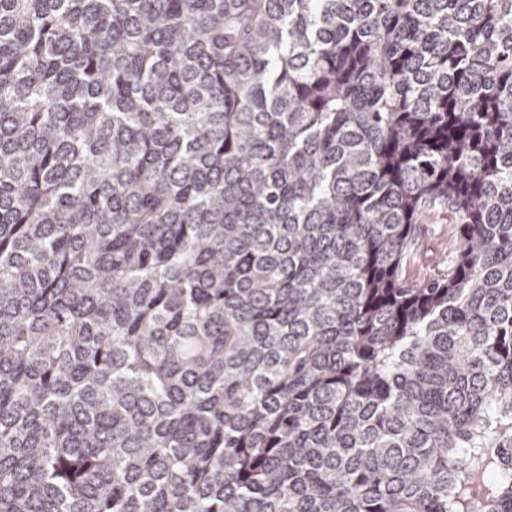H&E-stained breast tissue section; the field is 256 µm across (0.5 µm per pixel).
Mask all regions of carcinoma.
Here are the masks:
<instances>
[{
  "instance_id": "obj_1",
  "label": "carcinoma",
  "mask_w": 512,
  "mask_h": 512,
  "mask_svg": "<svg viewBox=\"0 0 512 512\" xmlns=\"http://www.w3.org/2000/svg\"><path fill=\"white\" fill-rule=\"evenodd\" d=\"M0 512H512V0H0ZM456 245L457 227L448 224V211L438 208L423 212L417 220L414 243L404 258L401 278L419 283L448 272Z\"/></svg>"
}]
</instances>
